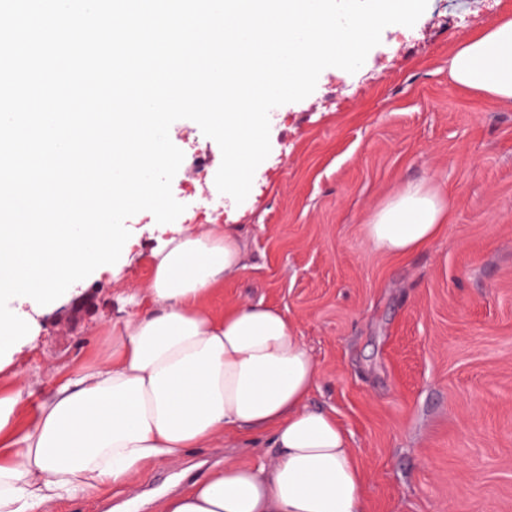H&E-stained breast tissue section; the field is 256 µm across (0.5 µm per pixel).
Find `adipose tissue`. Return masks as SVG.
I'll list each match as a JSON object with an SVG mask.
<instances>
[{
	"label": "adipose tissue",
	"instance_id": "adipose-tissue-1",
	"mask_svg": "<svg viewBox=\"0 0 512 512\" xmlns=\"http://www.w3.org/2000/svg\"><path fill=\"white\" fill-rule=\"evenodd\" d=\"M449 67L458 83L512 99V19L463 40ZM444 220L438 198L413 187L366 232L376 249L408 254L435 240ZM147 261L134 310L106 328L87 366L31 407L22 387H0V512H46L109 492L243 428L269 432L279 451L272 466L225 463L164 495L158 512H364L347 435L306 404L318 369L287 317L261 302L221 316L208 306L244 268L234 231L178 233Z\"/></svg>",
	"mask_w": 512,
	"mask_h": 512
}]
</instances>
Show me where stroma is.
<instances>
[{
	"mask_svg": "<svg viewBox=\"0 0 512 512\" xmlns=\"http://www.w3.org/2000/svg\"><path fill=\"white\" fill-rule=\"evenodd\" d=\"M478 22L465 25L468 14ZM512 15V0H428L414 26H388L355 73L333 67L305 99L270 116L268 157L247 198L229 202L246 267L209 300L217 314L262 302L311 352L308 403L332 413L363 474L365 512H512V100L457 83V45ZM217 173L221 151L188 119L169 130ZM411 187L448 213L438 238L406 256L370 243L366 226ZM112 273L76 283L32 313L0 384L32 401L88 364L126 290L146 286L145 257L179 227L142 211ZM266 437L225 433L112 491L47 512H157L218 465L271 464Z\"/></svg>",
	"mask_w": 512,
	"mask_h": 512,
	"instance_id": "stroma-1",
	"label": "stroma"
}]
</instances>
